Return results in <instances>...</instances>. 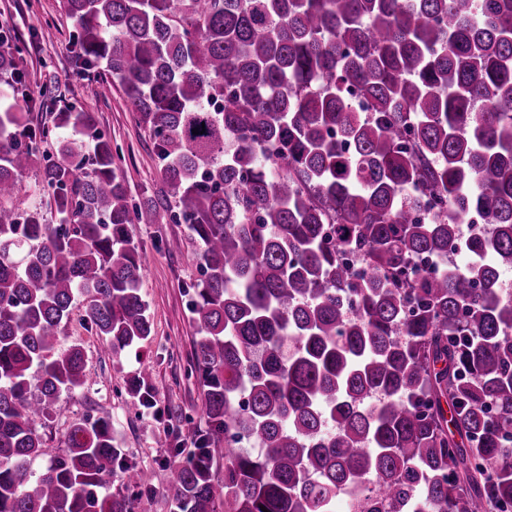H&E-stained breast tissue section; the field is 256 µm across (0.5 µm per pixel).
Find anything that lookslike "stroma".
<instances>
[{
	"label": "stroma",
	"mask_w": 512,
	"mask_h": 512,
	"mask_svg": "<svg viewBox=\"0 0 512 512\" xmlns=\"http://www.w3.org/2000/svg\"><path fill=\"white\" fill-rule=\"evenodd\" d=\"M22 50L20 65L28 93L41 99L52 88L58 103L72 110L90 108L98 132L110 137L122 156V175L129 194L152 199L162 187L160 164L149 130L132 112L121 88L97 99V69L75 62L73 22L60 10L59 0H0V31ZM131 235L145 266L142 294L153 323L148 340L112 357L84 320V307L75 304L62 339L63 346L82 345L89 381L87 389L60 401V411L39 421L37 429L49 452L64 448L74 420L107 416L118 447L130 460L154 473V487L135 493V512H171L168 466L174 451L189 453L206 428L201 414L202 390L189 365L194 356L196 330L190 320L187 291L199 277L188 253L164 249L166 240L188 237L186 225L164 218L156 224H134ZM153 387L155 406L136 411L129 405L128 389L135 378Z\"/></svg>",
	"instance_id": "stroma-1"
}]
</instances>
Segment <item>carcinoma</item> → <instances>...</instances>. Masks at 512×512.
<instances>
[{"label": "carcinoma", "instance_id": "1", "mask_svg": "<svg viewBox=\"0 0 512 512\" xmlns=\"http://www.w3.org/2000/svg\"><path fill=\"white\" fill-rule=\"evenodd\" d=\"M79 65L163 161L128 193L94 113L36 126L0 51V512H132L153 486L107 417L51 454L36 422L87 388L74 303L118 356L152 333L130 224H185L208 431L176 512H512V0H60ZM371 112L350 111L349 94ZM205 128L195 135L194 128ZM55 135L56 156L40 151ZM39 167L56 222L12 205ZM482 213L490 232L463 236ZM465 255L462 268L418 259ZM131 404L154 390L130 385ZM224 462V484L213 467Z\"/></svg>", "mask_w": 512, "mask_h": 512}]
</instances>
